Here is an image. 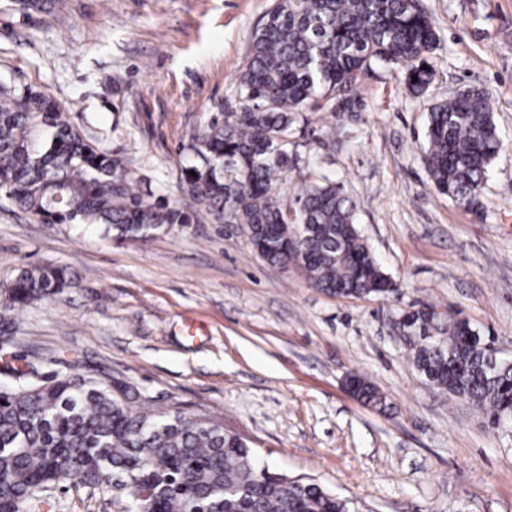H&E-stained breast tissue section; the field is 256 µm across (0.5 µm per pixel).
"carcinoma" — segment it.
<instances>
[{"instance_id": "carcinoma-1", "label": "carcinoma", "mask_w": 512, "mask_h": 512, "mask_svg": "<svg viewBox=\"0 0 512 512\" xmlns=\"http://www.w3.org/2000/svg\"><path fill=\"white\" fill-rule=\"evenodd\" d=\"M439 36L417 0H274L253 31L236 78V104L193 134L182 168L191 204L150 203L121 161L86 139L51 97L0 83V191L42 224H103L125 241H144L190 224L202 205L243 224L268 264H304L330 295L361 298L396 291L355 224V202L329 178L300 184L288 223L273 187L293 166L305 136L302 112L319 105L333 123L315 138L329 146L365 104L362 78L381 64L407 90L425 94ZM427 69H422V66ZM506 145L485 92L464 87L429 112L424 163L435 190L475 209L492 162ZM79 281L66 269H23L0 294V330L17 310L60 298ZM400 335L416 370L434 387L467 401L499 427L512 415V358L493 356L494 339L430 303L405 312ZM0 389V512H40L42 489L75 480L107 485L128 512H348L318 483L262 475L253 450L224 426L178 410H145L139 394L116 393L92 376L31 370ZM350 391L372 406L384 397L350 376Z\"/></svg>"}]
</instances>
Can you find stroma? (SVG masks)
Instances as JSON below:
<instances>
[{
  "label": "stroma",
  "mask_w": 512,
  "mask_h": 512,
  "mask_svg": "<svg viewBox=\"0 0 512 512\" xmlns=\"http://www.w3.org/2000/svg\"><path fill=\"white\" fill-rule=\"evenodd\" d=\"M273 0H0V82L52 97L122 160L146 200L183 198L189 137L235 104L252 32ZM440 38L426 94L388 68L360 84L358 122L298 148L275 187L328 177L399 285L346 298L267 264L242 225L208 218L145 241L100 224H42L0 196V286L68 266L80 285L16 313L14 367L34 362L138 391L147 409L220 421L275 473L312 478L350 512H512V434L431 386L393 327L420 303L458 311L512 355V143L468 210L437 193L423 151L431 106L477 87L512 140V0H422ZM371 383L385 409L345 387ZM111 489L67 483L42 512H126Z\"/></svg>",
  "instance_id": "1"
}]
</instances>
